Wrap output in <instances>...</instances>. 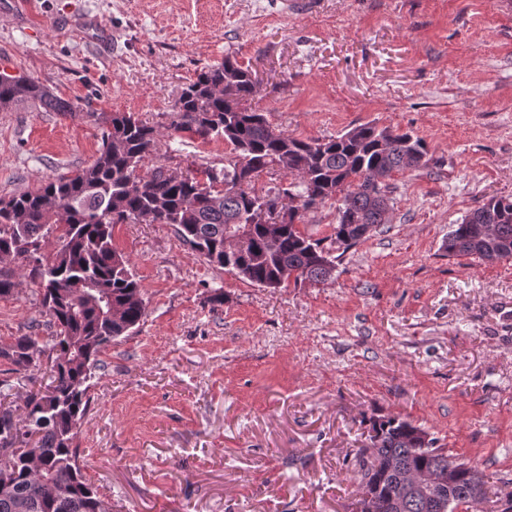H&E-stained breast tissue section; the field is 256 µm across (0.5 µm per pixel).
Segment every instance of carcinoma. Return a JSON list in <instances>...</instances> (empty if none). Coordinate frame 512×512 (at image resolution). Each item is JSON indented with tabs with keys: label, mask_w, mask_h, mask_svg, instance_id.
<instances>
[{
	"label": "carcinoma",
	"mask_w": 512,
	"mask_h": 512,
	"mask_svg": "<svg viewBox=\"0 0 512 512\" xmlns=\"http://www.w3.org/2000/svg\"><path fill=\"white\" fill-rule=\"evenodd\" d=\"M229 81L241 99L252 93L248 70L227 57L202 67L183 89L170 113L169 129L203 142L221 139L230 147L224 166L200 164L194 174L175 177L152 161L158 132L129 112L91 113L101 128L102 146L88 166L57 175L40 186L0 197V255L18 261L0 266V299L13 295L23 267L42 291L41 314L53 328L41 342L36 334L0 343V358L10 368L0 380V397L10 396L9 375L26 373L41 357L47 359L49 382L26 395L22 413L0 407V512H108L98 490L84 477L75 439L86 416L89 381L99 368L100 354L112 340L127 336L146 312L143 287L129 260L112 247L116 224L147 217L172 227L180 243L207 263L235 273L262 288H280L294 280L325 283L336 271L337 257L313 239L299 223L307 212L330 200L339 204L330 225V244L345 250L365 240L388 222L390 184L378 190L365 184L368 175L393 174L429 167L425 143L412 134L365 124L354 135L304 141L277 131L264 113L246 107L226 108L218 88ZM36 102L49 112L73 110L48 87L31 78L0 76V104ZM298 169L304 183L287 191L300 200L296 219L277 228L268 240L265 224L251 225L248 242L235 253L224 248L230 228L249 223L253 211L280 191L256 187L261 173L276 166ZM245 179L232 194L219 184ZM54 237L58 247L40 251ZM441 249L450 257L512 258V197H491L462 218ZM398 416L372 423L371 460L358 462L361 495L389 498L405 475L436 469L448 456L433 437ZM37 460L27 458V449ZM451 483L437 485L430 495L404 496L390 512H453L490 501L487 476L466 463Z\"/></svg>",
	"instance_id": "carcinoma-1"
}]
</instances>
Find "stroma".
Instances as JSON below:
<instances>
[{"instance_id":"35a3bbf8","label":"stroma","mask_w":512,"mask_h":512,"mask_svg":"<svg viewBox=\"0 0 512 512\" xmlns=\"http://www.w3.org/2000/svg\"><path fill=\"white\" fill-rule=\"evenodd\" d=\"M232 57L251 100L302 140L373 123L421 138L435 166L397 173L386 232L333 280L261 288L208 265L166 224L115 225L146 315L101 354L76 438L110 512H357L370 420L398 416L512 498V260L442 241L512 197V0H24L0 17L7 74L71 115L0 104V196L91 164L97 112L158 131L155 164L223 162V141L172 135L169 113ZM223 304L211 303L214 291ZM38 288L0 299V338L38 326Z\"/></svg>"}]
</instances>
